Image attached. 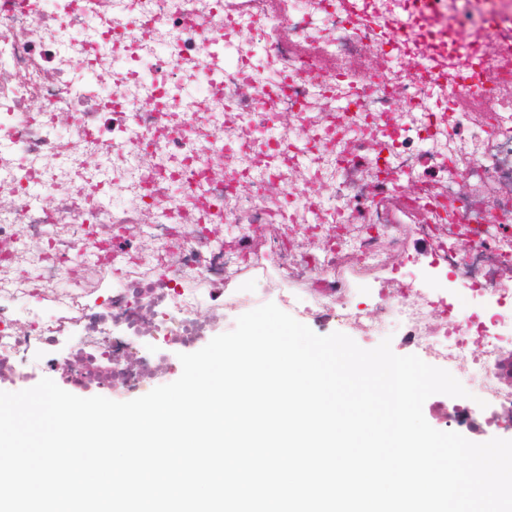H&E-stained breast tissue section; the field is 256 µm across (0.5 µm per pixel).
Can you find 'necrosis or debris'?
I'll use <instances>...</instances> for the list:
<instances>
[{"mask_svg":"<svg viewBox=\"0 0 512 512\" xmlns=\"http://www.w3.org/2000/svg\"><path fill=\"white\" fill-rule=\"evenodd\" d=\"M4 74L0 380L141 396L179 370L144 337L271 302L396 328L485 402L436 420L512 416V0H0ZM412 232L480 312L380 278ZM43 377H49L52 380L55 381V383L64 389L65 391L72 393L71 387L64 385L63 382H66L63 380L58 372L51 371V370H44L43 368H37L35 369L27 378L26 382L20 385L12 384L11 382H2L0 383V391H8V392H15L20 391L24 389L31 388L35 386ZM33 378H35L33 380ZM73 394V393H72Z\"/></svg>","mask_w":512,"mask_h":512,"instance_id":"necrosis-or-debris-1","label":"necrosis or debris"}]
</instances>
